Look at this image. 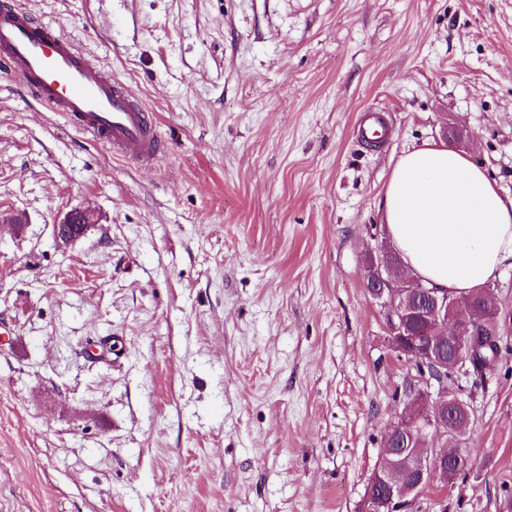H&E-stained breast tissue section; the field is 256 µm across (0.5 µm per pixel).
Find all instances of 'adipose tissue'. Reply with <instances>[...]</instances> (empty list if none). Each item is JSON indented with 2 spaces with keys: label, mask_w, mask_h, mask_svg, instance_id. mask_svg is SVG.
<instances>
[{
  "label": "adipose tissue",
  "mask_w": 512,
  "mask_h": 512,
  "mask_svg": "<svg viewBox=\"0 0 512 512\" xmlns=\"http://www.w3.org/2000/svg\"><path fill=\"white\" fill-rule=\"evenodd\" d=\"M379 208L405 271L439 291L468 294L512 262V197L456 150L404 151Z\"/></svg>",
  "instance_id": "adipose-tissue-1"
}]
</instances>
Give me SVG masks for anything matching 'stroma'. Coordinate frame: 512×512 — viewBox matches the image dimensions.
Returning <instances> with one entry per match:
<instances>
[{
  "instance_id": "1",
  "label": "stroma",
  "mask_w": 512,
  "mask_h": 512,
  "mask_svg": "<svg viewBox=\"0 0 512 512\" xmlns=\"http://www.w3.org/2000/svg\"><path fill=\"white\" fill-rule=\"evenodd\" d=\"M19 2L165 150L133 166L0 70V512H360L423 388L363 287L379 201L452 127L512 196V0ZM494 293V371L428 389L471 410L467 470L406 512H512V267ZM387 129L388 122L384 114L365 110L358 127V137L364 142L375 143L385 137ZM93 223L92 215L89 211L81 208H74L68 211L65 216L54 227L55 237L61 244H69L74 239L82 236ZM67 227H78V231L72 235L67 231Z\"/></svg>"
}]
</instances>
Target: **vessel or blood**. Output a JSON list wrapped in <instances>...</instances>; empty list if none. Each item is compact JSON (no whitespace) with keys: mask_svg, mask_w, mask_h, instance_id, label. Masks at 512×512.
I'll list each match as a JSON object with an SVG mask.
<instances>
[{"mask_svg":"<svg viewBox=\"0 0 512 512\" xmlns=\"http://www.w3.org/2000/svg\"><path fill=\"white\" fill-rule=\"evenodd\" d=\"M0 67L19 79L30 94L114 152L141 165H152L161 152L156 125L132 100L111 69L91 61L60 29L36 20L15 0H0ZM384 114L364 111L360 140H382Z\"/></svg>","mask_w":512,"mask_h":512,"instance_id":"b4317fda","label":"vessel or blood"}]
</instances>
